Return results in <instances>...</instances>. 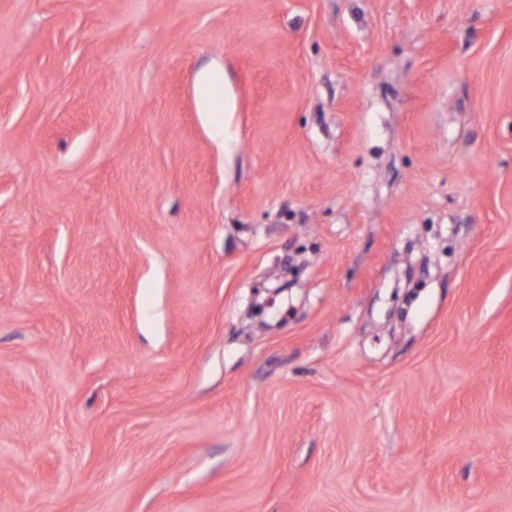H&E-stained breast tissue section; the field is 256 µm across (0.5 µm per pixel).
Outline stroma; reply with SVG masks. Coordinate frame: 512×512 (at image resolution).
Masks as SVG:
<instances>
[{
  "instance_id": "stroma-1",
  "label": "stroma",
  "mask_w": 512,
  "mask_h": 512,
  "mask_svg": "<svg viewBox=\"0 0 512 512\" xmlns=\"http://www.w3.org/2000/svg\"><path fill=\"white\" fill-rule=\"evenodd\" d=\"M0 512H512V0H0Z\"/></svg>"
}]
</instances>
